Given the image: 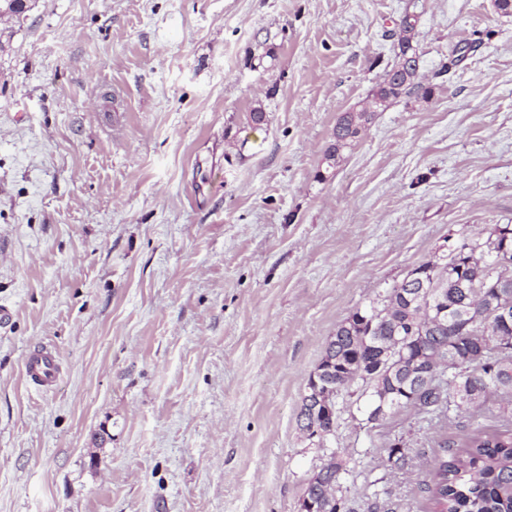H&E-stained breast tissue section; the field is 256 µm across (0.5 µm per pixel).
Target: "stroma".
Returning a JSON list of instances; mask_svg holds the SVG:
<instances>
[{
    "mask_svg": "<svg viewBox=\"0 0 512 512\" xmlns=\"http://www.w3.org/2000/svg\"><path fill=\"white\" fill-rule=\"evenodd\" d=\"M29 5L0 27V512H300L322 458L298 414L337 324L461 234L512 224V15ZM407 14L431 97L394 101L328 159ZM46 344L51 391L24 374ZM338 407L327 446L354 512H429L434 458L497 422ZM24 368L34 387L50 391L56 386L61 373L60 355L56 349L42 346L27 353ZM409 450L403 441L402 437H395L390 440L386 451H387V462L389 466L397 471L404 470L409 460Z\"/></svg>",
    "mask_w": 512,
    "mask_h": 512,
    "instance_id": "stroma-1",
    "label": "stroma"
}]
</instances>
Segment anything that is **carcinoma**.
<instances>
[{
	"label": "carcinoma",
	"mask_w": 512,
	"mask_h": 512,
	"mask_svg": "<svg viewBox=\"0 0 512 512\" xmlns=\"http://www.w3.org/2000/svg\"><path fill=\"white\" fill-rule=\"evenodd\" d=\"M414 18L400 21L394 59L365 102L343 115L329 157L349 147L374 113L414 92L432 94L418 81ZM391 349L393 362L381 357ZM316 369L341 384L362 382V396H387V413L413 407L426 415L479 413L492 396L498 413L512 414V224L485 235L460 237L450 254L424 261L384 296L353 310L331 336ZM320 431L336 430V393L322 395ZM387 462L404 470L409 448L389 441ZM336 469H319L306 482L302 512H350ZM429 485L433 512H512V429L474 432L449 455L434 460Z\"/></svg>",
	"instance_id": "obj_1"
}]
</instances>
